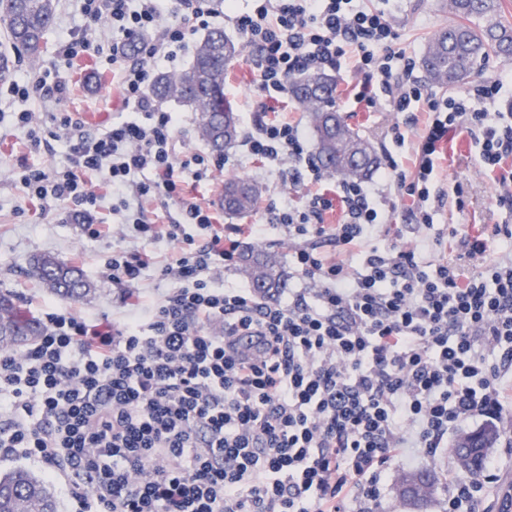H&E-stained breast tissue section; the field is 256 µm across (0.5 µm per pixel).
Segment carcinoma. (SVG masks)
I'll use <instances>...</instances> for the list:
<instances>
[{"mask_svg":"<svg viewBox=\"0 0 512 512\" xmlns=\"http://www.w3.org/2000/svg\"><path fill=\"white\" fill-rule=\"evenodd\" d=\"M457 23L438 31L428 42L420 65L427 81L441 87L466 83L491 57L512 60V26L500 19L499 0H450ZM56 14V0H0V23L10 45L31 59L40 56L44 39ZM241 46L209 31L195 49L191 65L180 72L162 73L152 93L160 101L176 99L198 114L199 133L215 153L224 152L237 138L238 117L224 96V67L240 55ZM289 93L310 114L321 165L343 179L366 180L379 166L374 147L351 128L336 110V79L326 73L293 80ZM259 186L243 177L224 187V211L229 215L251 212ZM241 272L249 287L275 298L286 287V274L277 257L249 251L242 256ZM30 273L51 294L78 301L92 292L80 270L50 254L34 257ZM41 333L27 317L14 293L0 291V351L28 344ZM503 436L488 424L462 434L453 453L460 469L477 480L486 470L492 450ZM437 477L430 471L410 473L401 481L398 496L403 506L420 510L435 491ZM0 512H59L57 499L35 472L22 467L0 473Z\"/></svg>","mask_w":512,"mask_h":512,"instance_id":"carcinoma-1","label":"carcinoma"}]
</instances>
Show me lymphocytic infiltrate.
<instances>
[{
	"label": "lymphocytic infiltrate",
	"mask_w": 512,
	"mask_h": 512,
	"mask_svg": "<svg viewBox=\"0 0 512 512\" xmlns=\"http://www.w3.org/2000/svg\"><path fill=\"white\" fill-rule=\"evenodd\" d=\"M380 2L253 0L229 19L255 52L260 92L285 96L293 78L350 67L364 77L355 102L373 108L384 96L397 112L389 133L399 145L425 110L413 168L390 154L384 164L386 180L412 198L415 224L431 232L413 248L377 237L371 188L348 179L300 206L280 199L265 223L220 224L184 183L223 172L228 156L178 157V118L149 95L159 66L219 10L210 0H79L111 39L69 37L62 54L106 58L135 117L86 136L70 113H56L65 163L24 168L19 179L30 200L88 215L99 199L85 178L94 172L121 206L158 196L179 217L128 224L133 236L171 244L162 265L113 247L105 272L126 286L130 310L121 327L53 304L39 312L42 336L0 351V451L39 464L76 512H372L392 461L434 454L467 422L499 416L512 372V251L471 276L423 253L451 239L486 250L485 233L435 227L447 201L465 206L461 185L439 184L435 162L452 132L470 138L484 172L512 156V117L491 109L512 73L453 96L430 93L396 46L395 0ZM241 143L249 156L287 162L289 188L327 181L298 125L264 112ZM335 209L341 223H326ZM271 229L295 243L301 285L284 302L222 283L245 241ZM326 243L360 247L356 264L327 259ZM151 269L168 288L148 305L136 287Z\"/></svg>",
	"instance_id": "lymphocytic-infiltrate-1"
}]
</instances>
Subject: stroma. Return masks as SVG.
I'll return each mask as SVG.
<instances>
[{
  "mask_svg": "<svg viewBox=\"0 0 512 512\" xmlns=\"http://www.w3.org/2000/svg\"><path fill=\"white\" fill-rule=\"evenodd\" d=\"M454 17L446 6V0H401L396 13L395 28L399 34L398 48L408 56L420 58L427 42L442 27L453 23ZM95 29L99 35H107L103 24H90L80 13L75 0H57L54 24L47 34L38 60L25 54L12 52L11 58L16 75H23L34 64L55 65L66 91L63 102L54 98L32 99L20 102L7 97L0 99V289L12 290L19 298L21 308L29 315H36L39 307L54 303L52 296L38 281L28 275L30 262L35 255L51 254L61 261L79 267L94 291L83 300L72 302L76 314L94 313L115 324H122L125 307L121 301L123 288L103 276L104 262L113 246L120 243L117 237L89 239L81 218L69 214L65 206L41 208L31 202L16 177L26 165L49 166L61 160L66 152L64 141H49L40 148H31L25 129L15 126L13 115L21 110L32 112L40 123H47V115L56 109L71 112L85 134L95 135L105 131L112 121L122 118L124 110L116 80L111 68L103 66L90 55L63 58L60 41L70 32L80 34ZM252 54L243 49L240 56L224 69V92L232 103L238 118L252 120L248 104H259L260 99L252 85ZM352 74L343 72L336 76V101L345 104L344 114L350 127L358 130L377 153L389 152L404 164H412L416 158V146L422 133L414 128L407 134L404 146H397L387 134L395 114L386 100H379L376 108L352 105L354 86ZM164 110L178 118L176 150L178 155L209 153V146L197 132V116L177 101L163 102ZM443 157L438 160L442 183H462L466 205L456 209L447 204L439 209L435 223L456 225L459 232L474 231L480 224H498L512 219V214L496 207V188L499 176L512 172V159H506L501 172H484L479 163L476 148L463 135L450 136L442 145ZM227 154L230 163L223 174L215 179L192 187L191 193L199 200L220 206L227 180L246 176L259 185L261 197L255 209L242 216L245 224L262 223L267 207L278 200L287 168L252 159L240 145H233ZM496 425L504 433L490 460L498 481L486 485L480 512H498V503L506 486H512V403L504 404ZM386 497L379 512H408L398 497V487L406 472L428 470L439 477L438 490L427 512H446L448 508V477L459 474L460 469L452 450H444L433 457L421 456L413 463L392 462Z\"/></svg>",
  "mask_w": 512,
  "mask_h": 512,
  "instance_id": "obj_1",
  "label": "stroma"
}]
</instances>
